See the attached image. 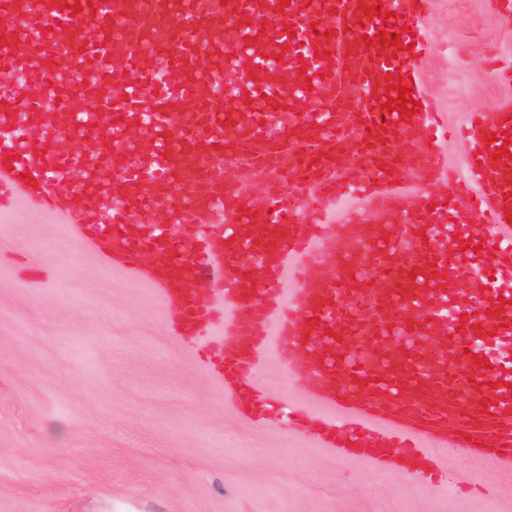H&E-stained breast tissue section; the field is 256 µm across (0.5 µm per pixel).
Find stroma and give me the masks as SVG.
Listing matches in <instances>:
<instances>
[{
	"label": "stroma",
	"mask_w": 512,
	"mask_h": 512,
	"mask_svg": "<svg viewBox=\"0 0 512 512\" xmlns=\"http://www.w3.org/2000/svg\"><path fill=\"white\" fill-rule=\"evenodd\" d=\"M426 97L459 127L512 99L492 57L512 25L489 0H431ZM175 310L58 217L0 211V512H512V473L437 458L452 487L426 490L361 458L342 460L309 423L234 410L215 340L177 336ZM271 400L322 409L272 360Z\"/></svg>",
	"instance_id": "1"
}]
</instances>
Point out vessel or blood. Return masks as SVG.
Returning a JSON list of instances; mask_svg holds the SVG:
<instances>
[{
	"instance_id": "vessel-or-blood-1",
	"label": "vessel or blood",
	"mask_w": 512,
	"mask_h": 512,
	"mask_svg": "<svg viewBox=\"0 0 512 512\" xmlns=\"http://www.w3.org/2000/svg\"><path fill=\"white\" fill-rule=\"evenodd\" d=\"M429 4L0 0L12 21L0 27V72H23L29 98L19 114L0 86V208L22 198L62 215L177 310L176 334L216 335L217 373L240 412L272 409L253 373L274 358L325 407L314 428L326 447L433 487L447 479L434 443L512 468V101L468 113L459 171L433 104L382 108L413 82ZM326 24L334 39L314 35ZM191 28L201 40H187ZM46 60L62 66L51 84ZM115 100L118 127L98 114ZM354 122L365 140L349 134ZM65 140L74 150H60ZM302 153L306 167L256 197L226 196L215 177L230 158L264 169ZM404 171L417 183L406 203ZM309 191L326 207L357 194L389 214L316 224L297 205ZM173 223L199 225L187 246L208 267L148 262L171 246ZM208 270L224 279L217 303L190 286ZM361 342L365 365L347 358Z\"/></svg>"
}]
</instances>
